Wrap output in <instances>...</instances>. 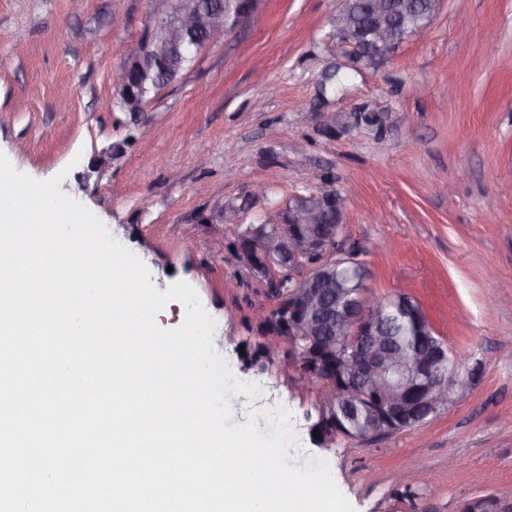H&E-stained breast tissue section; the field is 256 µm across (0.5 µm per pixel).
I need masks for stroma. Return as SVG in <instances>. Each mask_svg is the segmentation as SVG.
<instances>
[{
	"label": "stroma",
	"mask_w": 512,
	"mask_h": 512,
	"mask_svg": "<svg viewBox=\"0 0 512 512\" xmlns=\"http://www.w3.org/2000/svg\"><path fill=\"white\" fill-rule=\"evenodd\" d=\"M338 0H260L133 124L114 77L144 35L148 0H0V153L36 180L62 175L158 291L190 284L213 343L251 398L234 424L285 406L297 468L326 459L355 512H461L512 496V0H440L425 32L357 65L331 41ZM334 128H326V116ZM149 138H142V129ZM110 155L98 167V156ZM450 193L435 190L437 175ZM333 178L369 297L405 293L452 351L484 360L468 396L369 442L316 438L318 393L277 358L247 367L265 278L225 246ZM264 185L265 195L253 193ZM463 512H511L512 497L488 494L465 503Z\"/></svg>",
	"instance_id": "stroma-1"
}]
</instances>
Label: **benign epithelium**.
<instances>
[{"mask_svg": "<svg viewBox=\"0 0 512 512\" xmlns=\"http://www.w3.org/2000/svg\"><path fill=\"white\" fill-rule=\"evenodd\" d=\"M372 2L375 20L371 27H356L349 17L350 0H340V18L333 28L336 50L358 62H366L370 56L384 60L404 41L387 3ZM229 27V18L204 0H154L145 35L139 44L128 50L126 61L115 77L120 95L128 93L131 64L143 67L154 62L153 52L147 49L154 34L173 33L169 55L182 56L195 50L197 34H206V42L213 43L223 38ZM317 192L320 204L316 206H290L286 212L278 209L263 223L249 225L245 236L251 239L253 250H240L238 255L266 281L275 283L278 282V267L299 271L309 254L322 255L321 270L313 268L297 280L300 288L295 295L277 300L271 310L260 307L256 311L260 322L277 325L274 336L278 347L272 348L271 354L282 352L289 363L301 370L307 382L319 376V368L302 369L297 340L319 339V332L329 318L323 309L327 292L338 287L336 267L351 265L357 270L353 281L359 294L336 306V339L327 342L330 347L342 343L341 351L352 380L347 391L328 379L322 380L320 403L333 405L345 393H350L366 406L372 434L378 436L385 433L392 422L406 416L433 414L444 406V388L436 374L441 352L427 349L419 353L414 361L415 375L409 382L391 379L394 373L404 369L406 361L380 336L381 307L376 299L366 297L367 272L349 251L331 250L345 198L329 182L320 183ZM463 512H512V497L495 494L476 497L465 503Z\"/></svg>", "mask_w": 512, "mask_h": 512, "instance_id": "obj_1", "label": "benign epithelium"}]
</instances>
